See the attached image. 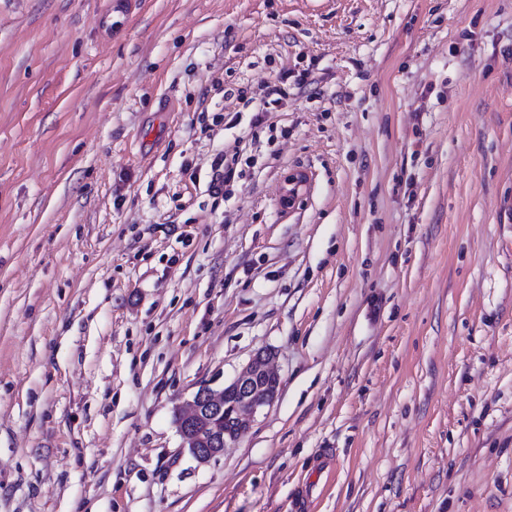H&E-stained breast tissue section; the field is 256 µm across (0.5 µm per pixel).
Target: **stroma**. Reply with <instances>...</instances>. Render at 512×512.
<instances>
[{"instance_id":"obj_1","label":"stroma","mask_w":512,"mask_h":512,"mask_svg":"<svg viewBox=\"0 0 512 512\" xmlns=\"http://www.w3.org/2000/svg\"><path fill=\"white\" fill-rule=\"evenodd\" d=\"M305 501L512 512V0H0V512ZM282 95L283 90L277 84H266L261 88L258 98L247 100V103H252L253 99H258L259 101L251 119L252 126L256 127L265 121L268 112H273L280 103ZM240 158L241 149L237 143L234 146L224 148V151L214 157L211 163L212 176L208 184L209 192L224 196V186L233 181L235 177L242 178L243 172L238 170ZM258 355L268 360L256 361L253 359L237 378L228 385L242 395V405L238 409L236 416L238 431L235 434L224 432L225 437L224 434H221L220 438H217L214 436V432L209 436H206L203 431L197 432L202 422L217 420L222 417L223 413L224 421L220 425L221 428L223 430H230L234 427L232 418L230 419L227 416L231 411H234L231 405L238 403V394L232 392L227 395L224 404L225 387L222 389H213L208 385L200 387L193 397V400L189 401L186 407L179 410L177 413L180 418L175 415L178 430L180 427L179 422L181 423L179 434L182 438L183 448H187L197 459L201 458L199 461L206 462L223 454L226 443L238 440L256 415L260 413L265 406L270 405L277 397L274 394L279 391V383L274 379H264L261 382V385L264 386L263 391L270 396L274 395L273 398L265 397L260 400L256 396L257 391L260 389L257 384L260 373L265 376L275 377L279 380V376L273 367L272 361L269 359L272 354L270 352H263ZM199 443L204 444L207 448H198Z\"/></svg>"}]
</instances>
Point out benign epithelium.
Listing matches in <instances>:
<instances>
[{"mask_svg":"<svg viewBox=\"0 0 512 512\" xmlns=\"http://www.w3.org/2000/svg\"><path fill=\"white\" fill-rule=\"evenodd\" d=\"M278 377L272 361L253 360L229 384V387L242 395V405L237 411L236 423L238 431L227 436L215 437L205 435L198 431L203 422H212L222 417L224 413V390L213 389L204 385L196 392L193 400L186 404V407L179 410L181 428L179 434L182 438V447L201 461L206 462L224 453L226 443L238 440L245 429L254 420L262 409L272 403V399L265 397L258 399L256 396L259 390L257 380L259 375Z\"/></svg>","mask_w":512,"mask_h":512,"instance_id":"7a95c632","label":"benign epithelium"}]
</instances>
